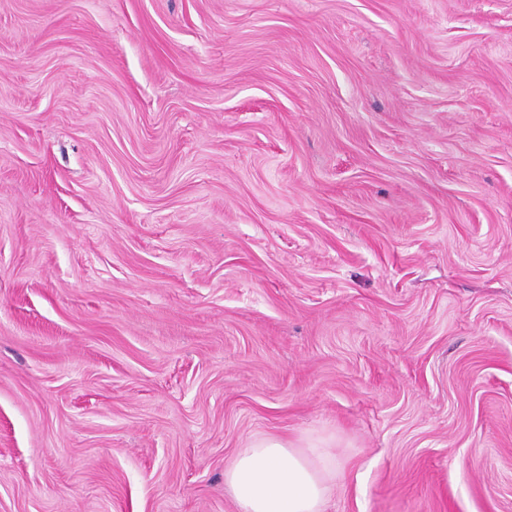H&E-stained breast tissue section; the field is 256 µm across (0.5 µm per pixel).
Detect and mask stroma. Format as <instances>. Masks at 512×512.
Returning <instances> with one entry per match:
<instances>
[{"mask_svg": "<svg viewBox=\"0 0 512 512\" xmlns=\"http://www.w3.org/2000/svg\"><path fill=\"white\" fill-rule=\"evenodd\" d=\"M512 512V0H0V512ZM303 444L263 437L238 451L224 472L238 512H324L336 454Z\"/></svg>", "mask_w": 512, "mask_h": 512, "instance_id": "35a3bbf8", "label": "stroma"}]
</instances>
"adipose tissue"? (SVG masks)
Here are the masks:
<instances>
[{"mask_svg":"<svg viewBox=\"0 0 512 512\" xmlns=\"http://www.w3.org/2000/svg\"><path fill=\"white\" fill-rule=\"evenodd\" d=\"M335 475L336 455L319 443L263 437L238 451L224 479L238 512H324Z\"/></svg>","mask_w":512,"mask_h":512,"instance_id":"obj_1","label":"adipose tissue"}]
</instances>
